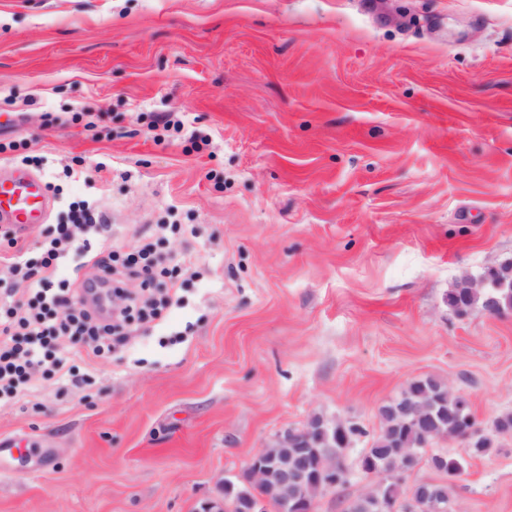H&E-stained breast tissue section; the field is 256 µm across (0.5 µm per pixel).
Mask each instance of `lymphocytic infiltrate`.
I'll use <instances>...</instances> for the list:
<instances>
[{"mask_svg":"<svg viewBox=\"0 0 512 512\" xmlns=\"http://www.w3.org/2000/svg\"><path fill=\"white\" fill-rule=\"evenodd\" d=\"M68 218L45 227L36 254L19 246L13 229L0 227V245L12 250L0 269V404L49 377L90 383V374L65 366L63 342L91 360L109 357L134 326L161 318L177 299L175 282L186 269L164 266L157 242L103 254L91 238L108 235L106 213L83 200L70 204ZM75 255L104 273L112 289L108 311L89 302L84 288L57 278L58 265Z\"/></svg>","mask_w":512,"mask_h":512,"instance_id":"f902f5d3","label":"lymphocytic infiltrate"}]
</instances>
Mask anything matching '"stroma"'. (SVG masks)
I'll return each mask as SVG.
<instances>
[{
    "mask_svg": "<svg viewBox=\"0 0 512 512\" xmlns=\"http://www.w3.org/2000/svg\"><path fill=\"white\" fill-rule=\"evenodd\" d=\"M173 112L184 128L154 126ZM0 166L96 200L104 248L179 223L180 304L94 383L0 407V512H195L316 415L377 434L431 376L512 412V0H0ZM458 512H512V437ZM472 279L473 278H467L461 281L454 292L448 296V304L453 308L455 313L459 316L469 314L474 310L485 313V301L488 298L489 307L486 313L496 316L502 315L504 312L500 308L496 293L502 290V288H512V283L508 281L507 272H488L477 278L470 285L466 286V288H460ZM471 288H479L482 291L492 289V291L489 293L488 297H486L482 292L473 291Z\"/></svg>",
    "mask_w": 512,
    "mask_h": 512,
    "instance_id": "obj_1",
    "label": "stroma"
}]
</instances>
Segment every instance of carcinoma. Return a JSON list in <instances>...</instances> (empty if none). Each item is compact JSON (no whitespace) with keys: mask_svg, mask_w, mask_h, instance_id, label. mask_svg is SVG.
<instances>
[{"mask_svg":"<svg viewBox=\"0 0 512 512\" xmlns=\"http://www.w3.org/2000/svg\"><path fill=\"white\" fill-rule=\"evenodd\" d=\"M486 296L470 288H455L448 296V304L459 316L474 310L485 312ZM382 424L379 434L372 438L367 448L361 449L356 460V471L369 480V488L363 494L348 501L344 512H378V505L387 506L393 512H404V503L414 494L420 484L409 490L403 489L401 475L414 468L410 456L426 458L431 463L441 459L436 469L439 483L450 490L448 479H456L464 472L465 460L461 456L444 453L427 454L436 440L463 438L478 427L472 407L460 395L448 391V387L432 377L412 380L401 394L381 407ZM512 434V413H505L483 430L477 444L468 449L471 457L485 456L493 447L494 439ZM369 436L363 426L348 430L343 442L334 441L333 430L320 434L315 442L317 454L309 461V471L315 472L325 462L333 459L345 461L347 453ZM267 452L275 459L288 458V468H293L303 455L300 448H269ZM250 473L244 474V482L224 481V512H247L244 503L246 482ZM324 493L317 480L309 477L301 490L300 512H315L317 498Z\"/></svg>","mask_w":512,"mask_h":512,"instance_id":"obj_1","label":"carcinoma"}]
</instances>
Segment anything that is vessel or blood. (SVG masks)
Masks as SVG:
<instances>
[{"label": "vessel or blood", "mask_w": 512, "mask_h": 512, "mask_svg": "<svg viewBox=\"0 0 512 512\" xmlns=\"http://www.w3.org/2000/svg\"><path fill=\"white\" fill-rule=\"evenodd\" d=\"M52 200L42 177L26 171L0 176V223L26 231L36 224L47 223Z\"/></svg>", "instance_id": "vessel-or-blood-1"}]
</instances>
